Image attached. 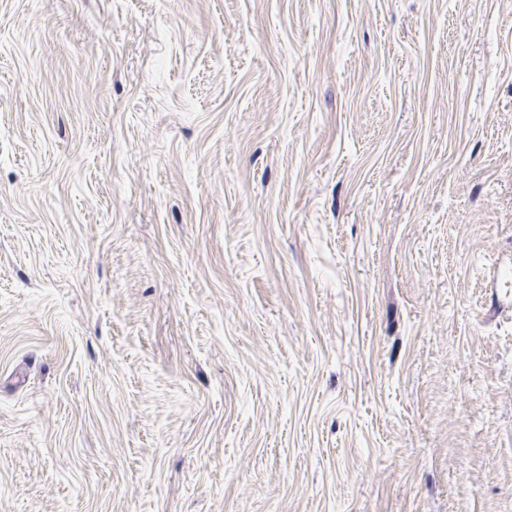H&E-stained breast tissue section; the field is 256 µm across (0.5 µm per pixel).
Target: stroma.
I'll list each match as a JSON object with an SVG mask.
<instances>
[{
    "mask_svg": "<svg viewBox=\"0 0 512 512\" xmlns=\"http://www.w3.org/2000/svg\"><path fill=\"white\" fill-rule=\"evenodd\" d=\"M0 512H512V0H0Z\"/></svg>",
    "mask_w": 512,
    "mask_h": 512,
    "instance_id": "35a3bbf8",
    "label": "stroma"
}]
</instances>
